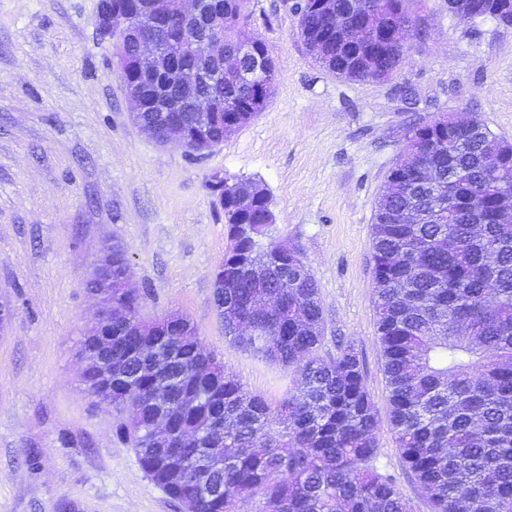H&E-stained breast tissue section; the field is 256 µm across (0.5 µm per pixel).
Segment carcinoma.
Returning <instances> with one entry per match:
<instances>
[{
    "mask_svg": "<svg viewBox=\"0 0 512 512\" xmlns=\"http://www.w3.org/2000/svg\"><path fill=\"white\" fill-rule=\"evenodd\" d=\"M251 0H210L213 36L224 55L244 44L266 66L268 100L277 79L267 44L249 27ZM409 0H332L336 19L307 5L294 9L308 54L348 81L388 80L406 46L388 43L376 70L358 65L359 46H323L331 29L358 19L372 30L408 31ZM193 22L164 26L157 40H190ZM224 114L206 131L181 104L173 113L196 151L224 139L264 106L226 75L207 86ZM180 101L168 73L158 74L141 114L157 124L154 95ZM405 158L387 172L372 225L374 309L383 349L390 424L403 460L427 493L432 512H512V143L468 112L414 127ZM224 198L234 246L214 271V303L224 336L296 374L276 407L249 396L209 354L191 322L164 317L162 336H127L112 321V377L117 431L146 476L172 501L195 500L196 512H411L390 474L374 462L377 418L351 344L336 357L316 355L323 332L319 288L300 256L261 244L271 199L238 195L249 179L230 178ZM170 418V438L155 432ZM283 425L278 436L274 423Z\"/></svg>",
    "mask_w": 512,
    "mask_h": 512,
    "instance_id": "obj_1",
    "label": "carcinoma"
}]
</instances>
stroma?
<instances>
[{"label": "stroma", "mask_w": 512, "mask_h": 512, "mask_svg": "<svg viewBox=\"0 0 512 512\" xmlns=\"http://www.w3.org/2000/svg\"><path fill=\"white\" fill-rule=\"evenodd\" d=\"M97 0H0V512H183L142 471L113 417L80 385L94 323L86 284L103 249L122 250L153 321L187 317L249 394L277 405L292 369L224 336L213 273L232 242L209 187L258 181L267 240L299 251L322 299L321 357L351 342L377 416L379 472L413 512H431L389 421L373 306L371 227L408 130L468 111L512 142V26L461 22L448 0H411L415 27L390 80L333 77L307 54L286 0H252L277 65L266 108L206 153L160 146L133 123Z\"/></svg>", "instance_id": "obj_1"}]
</instances>
